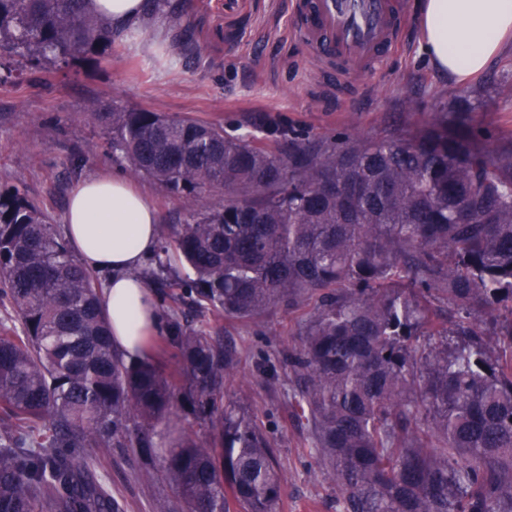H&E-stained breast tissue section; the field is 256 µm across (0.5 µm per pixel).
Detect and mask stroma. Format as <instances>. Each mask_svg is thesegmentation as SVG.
I'll list each match as a JSON object with an SVG mask.
<instances>
[{
  "label": "stroma",
  "mask_w": 512,
  "mask_h": 512,
  "mask_svg": "<svg viewBox=\"0 0 512 512\" xmlns=\"http://www.w3.org/2000/svg\"><path fill=\"white\" fill-rule=\"evenodd\" d=\"M398 2L400 49L381 53L344 85L323 55L293 35L295 0H173L175 13L156 15L150 28L111 52L60 60L48 71L24 62L0 84V185L23 184L61 227L77 181L125 172L107 130L82 119L93 101L104 112H161L222 126L232 136L248 132L272 149L343 132L375 139L417 127L461 86L420 59L416 0ZM472 120L490 133L492 146L512 144V95L494 97ZM310 313L307 305L277 304L252 319L189 316L192 326L234 336L242 349L244 361L226 389L248 397L277 444L280 512H340L320 458L301 446L288 415L290 385L257 370L297 346ZM91 454L130 512H167L165 495L140 476L138 460L117 448Z\"/></svg>",
  "instance_id": "35a3bbf8"
}]
</instances>
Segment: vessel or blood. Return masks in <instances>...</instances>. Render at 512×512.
Instances as JSON below:
<instances>
[{
	"label": "vessel or blood",
	"mask_w": 512,
	"mask_h": 512,
	"mask_svg": "<svg viewBox=\"0 0 512 512\" xmlns=\"http://www.w3.org/2000/svg\"><path fill=\"white\" fill-rule=\"evenodd\" d=\"M297 32L341 60L347 70L366 69L397 36L395 0H302Z\"/></svg>",
	"instance_id": "obj_1"
}]
</instances>
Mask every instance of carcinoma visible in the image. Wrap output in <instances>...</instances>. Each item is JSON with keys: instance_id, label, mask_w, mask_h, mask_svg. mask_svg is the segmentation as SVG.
I'll return each mask as SVG.
<instances>
[{"instance_id": "carcinoma-1", "label": "carcinoma", "mask_w": 512, "mask_h": 512, "mask_svg": "<svg viewBox=\"0 0 512 512\" xmlns=\"http://www.w3.org/2000/svg\"><path fill=\"white\" fill-rule=\"evenodd\" d=\"M124 37L87 0H0V57L74 59ZM484 96L463 90L451 122L445 105L405 132L289 152L90 106L129 171L187 204L143 272L195 274L174 280L152 341L176 366L112 348L97 275L37 201L1 187L0 512H127L87 448L138 458L168 512H276L275 442L225 390L237 343L176 312L280 301L314 304L280 364L341 512H512V147L472 123Z\"/></svg>"}]
</instances>
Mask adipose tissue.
Instances as JSON below:
<instances>
[{"label":"adipose tissue","mask_w":512,"mask_h":512,"mask_svg":"<svg viewBox=\"0 0 512 512\" xmlns=\"http://www.w3.org/2000/svg\"><path fill=\"white\" fill-rule=\"evenodd\" d=\"M420 52L463 82L485 70L512 40V0H418ZM65 236L79 262L104 273L103 306L112 344L147 356L144 339L159 335L153 292L136 271L158 244V214L144 192L119 176H91L69 192Z\"/></svg>","instance_id":"1"}]
</instances>
